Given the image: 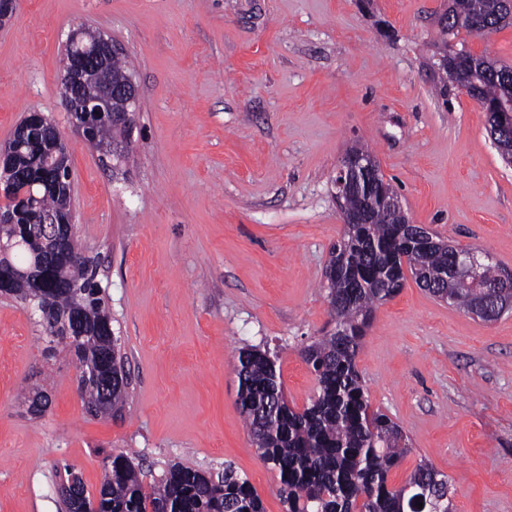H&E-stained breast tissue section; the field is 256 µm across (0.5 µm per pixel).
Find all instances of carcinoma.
<instances>
[{
    "label": "carcinoma",
    "mask_w": 512,
    "mask_h": 512,
    "mask_svg": "<svg viewBox=\"0 0 512 512\" xmlns=\"http://www.w3.org/2000/svg\"><path fill=\"white\" fill-rule=\"evenodd\" d=\"M499 0H450L442 36L471 32L470 19L500 16ZM483 98L494 102L512 92V67L477 57ZM129 129L117 121L99 125L100 145L127 142ZM5 182L3 211L14 222L0 223V285L8 298L34 303L49 343L75 356L77 392L95 416L120 412L129 399L124 356L112 328L105 297L93 285L95 268L83 249L72 250L65 236L50 239L32 217L40 214L65 226L73 218V187L61 174L47 173L40 132L18 150ZM355 191L343 202L350 210L368 208L367 223L348 224L332 245L325 269L327 300L335 329L302 349L317 381L309 405L297 411L283 392L276 356L257 346L238 349L235 368L240 385L238 409L249 426L261 458L278 473V493L286 512H452L449 482L421 460L403 485L389 486V474L411 452L408 436L387 414L371 408L356 358L377 306L398 295L404 272L437 300L487 321L501 312H481L486 283H497L512 297V276L482 264L479 276L455 269L465 250L427 251L397 223L387 199ZM112 374V405L100 403L106 375ZM99 497L62 499L64 512H264L250 481L229 464L208 479L204 471L170 463L157 479L124 453L103 460ZM423 507L416 506V503Z\"/></svg>",
    "instance_id": "1"
}]
</instances>
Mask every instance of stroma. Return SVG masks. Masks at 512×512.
Wrapping results in <instances>:
<instances>
[{"instance_id": "obj_1", "label": "stroma", "mask_w": 512, "mask_h": 512, "mask_svg": "<svg viewBox=\"0 0 512 512\" xmlns=\"http://www.w3.org/2000/svg\"><path fill=\"white\" fill-rule=\"evenodd\" d=\"M448 0H20L0 27V144L25 113L67 135L79 244L93 257L127 356L129 401L99 418L77 363L39 315L0 299V512H59L56 467L88 491L125 451L160 475L232 463L265 512L278 477L237 408L235 348L277 356L300 410L317 382L301 357L331 330L324 266L343 234L332 180L368 146L412 223L512 272V166L479 104L436 91ZM87 25L132 64L139 107L120 174L72 133L63 46ZM357 367L373 408L447 475L454 512H512V310L487 322L414 279L378 306ZM46 387L32 415L22 390Z\"/></svg>"}]
</instances>
